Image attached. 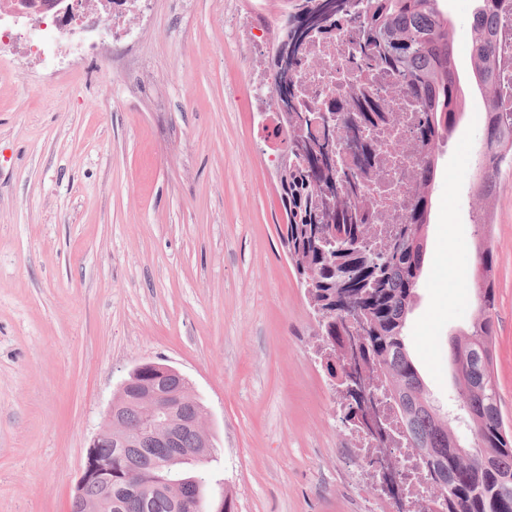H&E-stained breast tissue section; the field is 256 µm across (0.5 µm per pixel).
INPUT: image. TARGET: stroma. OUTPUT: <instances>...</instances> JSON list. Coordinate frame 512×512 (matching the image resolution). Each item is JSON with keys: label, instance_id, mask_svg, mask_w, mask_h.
<instances>
[{"label": "stroma", "instance_id": "35a3bbf8", "mask_svg": "<svg viewBox=\"0 0 512 512\" xmlns=\"http://www.w3.org/2000/svg\"><path fill=\"white\" fill-rule=\"evenodd\" d=\"M286 0H150L93 57L0 60V512H70L86 449L129 372L180 370L209 412L235 512H374L281 243L275 152L250 102ZM442 145L403 330L455 407L451 341L476 314L469 164L484 100ZM494 381L512 427V165L491 208Z\"/></svg>", "mask_w": 512, "mask_h": 512}]
</instances>
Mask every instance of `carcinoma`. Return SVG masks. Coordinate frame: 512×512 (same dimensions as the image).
<instances>
[{"label":"carcinoma","mask_w":512,"mask_h":512,"mask_svg":"<svg viewBox=\"0 0 512 512\" xmlns=\"http://www.w3.org/2000/svg\"><path fill=\"white\" fill-rule=\"evenodd\" d=\"M342 21L359 26L362 60L393 76L399 89L413 98L420 113L417 139L424 152L398 229L406 239L398 246L383 243L376 264L368 260L364 247L336 248L338 236L357 242L371 234L372 214L365 206L360 176L346 178V188L340 190L336 179L312 159L279 173L288 193L281 242L296 274L307 283L308 302L320 317V335L327 338L321 361L330 380L336 381L347 364L342 337H363L362 351L376 366L372 377L394 402L402 439L423 466L428 503L440 506L436 512H512V493L500 492L503 484L512 486V431L503 427L493 379L496 297L489 241L476 245L472 288L477 316L452 342L473 429L471 446H461L452 419L441 417L431 403L403 338L424 263L437 156L462 111L448 18L439 0H369L363 15L334 13L324 30ZM509 21L512 0H476L469 24L472 75L485 99L484 136L476 153L472 191L476 223L484 228L491 224L502 166L512 161V108L503 104L504 57L512 42ZM275 86V110L287 111L290 121L284 129L275 128L274 135H282L288 152L299 157L313 136L291 121L299 115L291 88L280 82ZM344 291L351 292L361 309L363 322L357 327L346 323L337 307V296ZM132 382L125 394L114 397L117 423L90 451L96 461L112 466V481H89L82 494L72 498L71 512H212L204 471L212 439L204 431L203 403L190 387L173 384L165 387L170 400L155 412L145 399L153 386V368L145 366ZM154 414L180 426L181 447H118L121 439L136 437Z\"/></svg>","instance_id":"cac0c4a2"}]
</instances>
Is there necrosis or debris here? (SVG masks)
I'll return each instance as SVG.
<instances>
[{
	"instance_id": "1",
	"label": "necrosis or debris",
	"mask_w": 512,
	"mask_h": 512,
	"mask_svg": "<svg viewBox=\"0 0 512 512\" xmlns=\"http://www.w3.org/2000/svg\"><path fill=\"white\" fill-rule=\"evenodd\" d=\"M146 0H0V56L23 53L42 60L66 50L64 34L83 33L81 52L96 50L106 24L133 28L139 25ZM299 56L296 88L309 112L353 111L354 97L365 94L384 98L385 119L356 131L337 130L332 148L351 157L354 138L375 148V168L367 196L375 215L370 243L380 246L400 224L408 201L413 174L422 150L415 141L418 115L409 99L394 87L393 79L359 60V33L347 27L307 42ZM376 437L351 432L344 450L355 461L369 460L361 483L375 495L377 512H419L426 497L415 459H406L408 477L401 499L383 490L384 462L376 457Z\"/></svg>"
}]
</instances>
